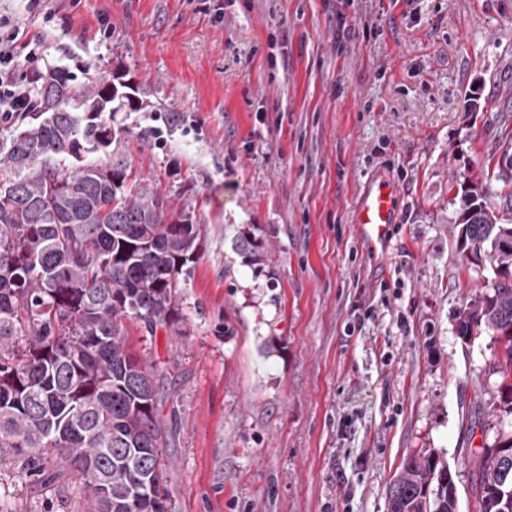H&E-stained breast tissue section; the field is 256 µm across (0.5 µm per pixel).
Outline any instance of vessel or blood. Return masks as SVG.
Returning <instances> with one entry per match:
<instances>
[{"label":"vessel or blood","instance_id":"vessel-or-blood-1","mask_svg":"<svg viewBox=\"0 0 512 512\" xmlns=\"http://www.w3.org/2000/svg\"><path fill=\"white\" fill-rule=\"evenodd\" d=\"M399 196L389 181H379L360 196L354 210L355 229L367 255L383 261L399 222Z\"/></svg>","mask_w":512,"mask_h":512}]
</instances>
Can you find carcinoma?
Returning <instances> with one entry per match:
<instances>
[{
  "mask_svg": "<svg viewBox=\"0 0 512 512\" xmlns=\"http://www.w3.org/2000/svg\"><path fill=\"white\" fill-rule=\"evenodd\" d=\"M39 81L36 117L0 158V449L32 453L27 474L40 482L83 480L85 512H168L161 369L135 352L123 320L151 334L178 323L176 279L195 263L201 225L150 183L127 185L112 121L141 105L124 74L76 85L52 69ZM460 189L458 246L499 279L460 311L459 334L492 332L495 403L512 415V217L483 186ZM496 436L473 463L478 512H504L497 495L512 488V432ZM446 470L431 451L407 456L390 512H457Z\"/></svg>",
  "mask_w": 512,
  "mask_h": 512,
  "instance_id": "cac0c4a2",
  "label": "carcinoma"
}]
</instances>
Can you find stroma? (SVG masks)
<instances>
[{"instance_id": "1", "label": "stroma", "mask_w": 512, "mask_h": 512, "mask_svg": "<svg viewBox=\"0 0 512 512\" xmlns=\"http://www.w3.org/2000/svg\"><path fill=\"white\" fill-rule=\"evenodd\" d=\"M0 22L24 79L128 72L130 177L202 226L177 330L126 324L162 369L169 512H388L428 449L476 512L497 346L455 333L484 281L454 220L463 179L512 190V0H0ZM381 171L401 221L379 264L352 216ZM24 466L0 450V512H81L82 481Z\"/></svg>"}]
</instances>
